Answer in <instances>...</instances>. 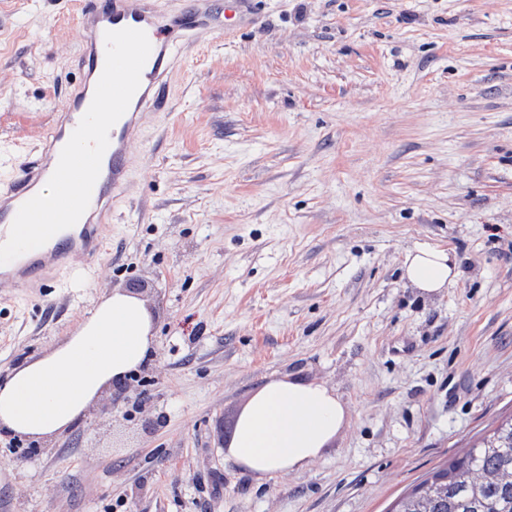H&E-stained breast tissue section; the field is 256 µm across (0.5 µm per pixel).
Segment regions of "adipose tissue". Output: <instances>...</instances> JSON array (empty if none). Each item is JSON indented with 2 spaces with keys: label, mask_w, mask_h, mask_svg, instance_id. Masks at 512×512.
<instances>
[{
  "label": "adipose tissue",
  "mask_w": 512,
  "mask_h": 512,
  "mask_svg": "<svg viewBox=\"0 0 512 512\" xmlns=\"http://www.w3.org/2000/svg\"><path fill=\"white\" fill-rule=\"evenodd\" d=\"M404 277L426 293L456 275L448 250L409 252ZM154 317L137 296L115 289L65 340L0 376V437L49 443L86 418L111 388L145 365L154 350ZM348 416L334 389L292 377L269 379L239 414L225 464L262 479L299 472L321 458Z\"/></svg>",
  "instance_id": "adipose-tissue-1"
}]
</instances>
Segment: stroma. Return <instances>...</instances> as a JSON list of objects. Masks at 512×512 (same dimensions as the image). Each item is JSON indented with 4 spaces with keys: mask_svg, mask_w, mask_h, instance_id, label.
I'll use <instances>...</instances> for the list:
<instances>
[{
    "mask_svg": "<svg viewBox=\"0 0 512 512\" xmlns=\"http://www.w3.org/2000/svg\"><path fill=\"white\" fill-rule=\"evenodd\" d=\"M80 2L0 0V182L81 78ZM253 10L176 39L105 253L0 296L2 371L116 288L157 327L111 412L0 440V512H384L512 414V0ZM423 245L457 265L427 295L402 279ZM275 375L336 389L349 418L307 470L259 483L224 451Z\"/></svg>",
    "mask_w": 512,
    "mask_h": 512,
    "instance_id": "35a3bbf8",
    "label": "stroma"
}]
</instances>
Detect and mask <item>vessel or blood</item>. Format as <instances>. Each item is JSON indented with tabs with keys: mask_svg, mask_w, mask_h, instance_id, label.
Here are the masks:
<instances>
[{
	"mask_svg": "<svg viewBox=\"0 0 512 512\" xmlns=\"http://www.w3.org/2000/svg\"><path fill=\"white\" fill-rule=\"evenodd\" d=\"M81 23L86 41L80 59L79 90L67 92L58 117L45 132L37 155L25 165L21 177L9 182L6 190H0V244L7 241L21 205L47 184L62 148L92 102L105 64V32L122 28L144 31L151 52L127 111L109 132V145L87 210L73 227L56 233L42 247L0 265L1 289L43 287L57 272L73 271L81 260L104 252L112 206L128 179L130 148L139 139L147 114L161 111L168 100V72L176 34L183 30L209 33L226 27L214 0H185L176 17L160 10L156 0H102L99 5L83 9Z\"/></svg>",
	"mask_w": 512,
	"mask_h": 512,
	"instance_id": "obj_1",
	"label": "vessel or blood"
}]
</instances>
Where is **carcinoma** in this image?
I'll return each mask as SVG.
<instances>
[{"instance_id": "carcinoma-1", "label": "carcinoma", "mask_w": 512, "mask_h": 512, "mask_svg": "<svg viewBox=\"0 0 512 512\" xmlns=\"http://www.w3.org/2000/svg\"><path fill=\"white\" fill-rule=\"evenodd\" d=\"M392 512H512V417L398 495Z\"/></svg>"}]
</instances>
